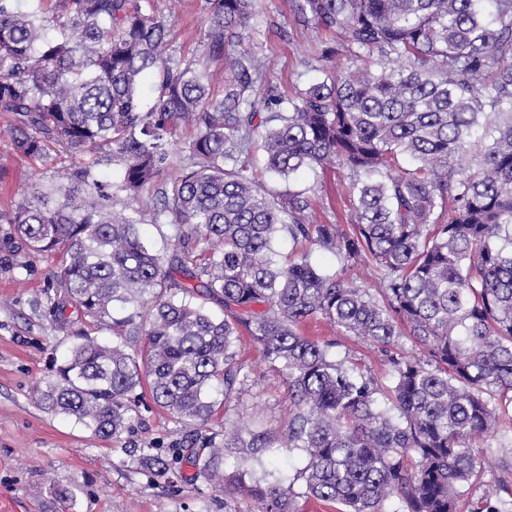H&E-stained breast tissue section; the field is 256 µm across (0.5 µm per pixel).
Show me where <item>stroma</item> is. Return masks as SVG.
Returning a JSON list of instances; mask_svg holds the SVG:
<instances>
[{"label":"stroma","instance_id":"1","mask_svg":"<svg viewBox=\"0 0 512 512\" xmlns=\"http://www.w3.org/2000/svg\"><path fill=\"white\" fill-rule=\"evenodd\" d=\"M177 35L176 49L200 54L206 0H185L183 10L170 13V0H155ZM293 0H260L243 49L254 52L267 67V78L279 93L295 97L317 78L325 34L295 24ZM0 164L7 178L0 184V207L26 199L48 181L61 182L60 160H38L14 154L0 136ZM318 189L317 221L349 220L344 174L329 166L299 172L291 182H270V189ZM11 227L0 224V512H254L249 499L226 500L213 492L191 468L173 482L156 480L130 456V446L156 448L165 454L188 432V425L144 400L131 432L118 439L92 436L74 419L48 413L36 390L62 364L73 341L71 330H58L43 311L55 298L49 274L59 264L55 254H34L10 246ZM306 335L340 339L333 356L357 365L380 387L392 383L390 366L380 348L341 336L323 320L308 323ZM240 359L250 373L246 388L228 404L227 416L249 425L262 413L268 427L283 430L288 420V383L250 342H243ZM50 477L75 490L68 502L36 486Z\"/></svg>","mask_w":512,"mask_h":512}]
</instances>
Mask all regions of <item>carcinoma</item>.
<instances>
[{"instance_id":"cac0c4a2","label":"carcinoma","mask_w":512,"mask_h":512,"mask_svg":"<svg viewBox=\"0 0 512 512\" xmlns=\"http://www.w3.org/2000/svg\"><path fill=\"white\" fill-rule=\"evenodd\" d=\"M255 2L208 0L202 52L188 57L155 0H0L13 149L43 159L53 141L75 159L67 184L34 189L0 223L33 253L61 252L51 322L73 327L71 309L112 332H76L38 400L104 438L129 431L145 391L205 426L249 382L236 350L246 334L288 380L285 429L227 419L188 434L187 454L136 449L156 478L187 464L257 512L310 501L382 512L392 498L399 512H460L487 464L477 442L512 413V0H294L297 23L339 40L288 100L241 48ZM187 126L182 175L165 181ZM103 146L122 164L117 182L102 181ZM328 165L349 175V232L313 221L315 187L265 185ZM147 215L175 230L167 259L140 236ZM285 235L344 268L374 265L381 287L306 253L275 261ZM317 318L378 345L393 385L305 335ZM403 338L420 355L402 353ZM278 442L305 454L292 482L224 471L225 457L258 460ZM498 491L471 512H512V483Z\"/></svg>"}]
</instances>
